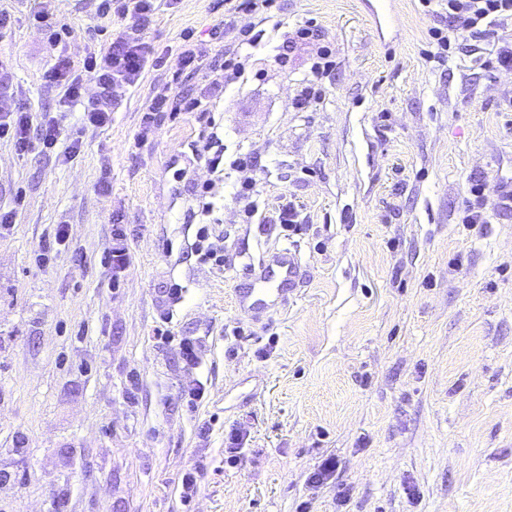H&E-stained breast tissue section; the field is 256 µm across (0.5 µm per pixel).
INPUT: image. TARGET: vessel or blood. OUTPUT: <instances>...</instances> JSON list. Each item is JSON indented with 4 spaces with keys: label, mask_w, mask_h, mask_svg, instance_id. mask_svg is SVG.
I'll return each mask as SVG.
<instances>
[{
    "label": "vessel or blood",
    "mask_w": 512,
    "mask_h": 512,
    "mask_svg": "<svg viewBox=\"0 0 512 512\" xmlns=\"http://www.w3.org/2000/svg\"><path fill=\"white\" fill-rule=\"evenodd\" d=\"M301 268L302 257L296 250L279 246L260 252L247 265L252 284L237 293L238 311L258 322L286 307L296 292Z\"/></svg>",
    "instance_id": "b4317fda"
}]
</instances>
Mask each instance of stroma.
I'll return each mask as SVG.
<instances>
[{
	"mask_svg": "<svg viewBox=\"0 0 512 512\" xmlns=\"http://www.w3.org/2000/svg\"><path fill=\"white\" fill-rule=\"evenodd\" d=\"M367 0H280V28L243 81L217 101L224 159L251 155L259 211L245 221L237 173L224 177L223 271L193 251L197 184L210 179L191 150L194 113L139 134L153 87L176 70L192 29L210 60L228 40L220 0L158 8L143 38L163 68L98 128L67 113L45 72L103 44L92 0H0V110L34 121L64 116L80 154H18L0 140V512H512V72L477 60L462 41L445 64L428 61L444 16L391 0L396 32L382 35ZM71 35L50 45L36 15ZM314 22L336 70L322 104L292 98L314 48L294 40ZM484 181L485 224L462 218L469 184ZM297 231L274 219L285 205ZM131 263L112 285L103 253L114 219ZM68 247L42 266L52 225ZM299 249L296 298L265 320L240 314L249 257ZM187 289L171 334L155 330L165 287ZM196 339L190 372L181 339ZM201 381L190 408L183 391ZM239 429L242 452L229 449ZM332 478L308 477L322 460ZM201 471L191 503L181 476Z\"/></svg>",
	"mask_w": 512,
	"mask_h": 512,
	"instance_id": "obj_1",
	"label": "stroma"
}]
</instances>
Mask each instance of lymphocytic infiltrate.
I'll return each instance as SVG.
<instances>
[{
  "label": "lymphocytic infiltrate",
  "instance_id": "lymphocytic-infiltrate-1",
  "mask_svg": "<svg viewBox=\"0 0 512 512\" xmlns=\"http://www.w3.org/2000/svg\"><path fill=\"white\" fill-rule=\"evenodd\" d=\"M156 0H99L96 16L113 22L112 38L107 45L90 50L81 68H74L66 59L57 60L46 72L47 82L59 88L64 103L83 105V121L95 127L107 126L111 121L112 105L142 79L147 64L143 28L156 9ZM277 0H224L228 15L241 12L252 15L253 25L235 29L233 23H225L223 33L230 36L234 48L224 62L206 61L193 44L192 31L181 34L182 50L179 54V74L193 75L206 72L209 89L195 97L173 94L171 82L155 86L148 104L142 109L140 132L148 134L157 130L165 118L183 112L196 113L202 128L195 143V150L202 155L214 179L205 181L198 194L201 222L196 232L194 248L200 263L213 269L224 268V238L214 234L209 217L214 211V200L219 194L218 176L224 171V133L212 111L211 92L240 79L246 70L251 49L261 45L266 34L265 23ZM448 22L445 28H436L431 37L436 48L427 52L428 60L444 62L453 55L460 40L476 38L486 41L490 47L487 58L481 59L482 69L495 73L512 71V0H447ZM336 68L331 51L324 46L316 47L310 74L303 78L293 106L298 111L315 109L322 101L321 84ZM93 80L100 89L96 101L83 104L84 80ZM64 129L61 120L52 118L42 124H34L31 113L25 111L0 113V140L9 141L19 154H50L62 150L65 159L75 158L81 151L79 140L61 145Z\"/></svg>",
  "mask_w": 512,
  "mask_h": 512
}]
</instances>
